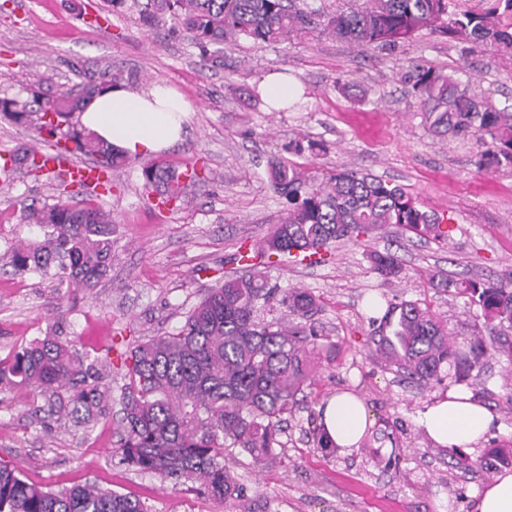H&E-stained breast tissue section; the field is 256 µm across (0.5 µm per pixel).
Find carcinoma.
Returning a JSON list of instances; mask_svg holds the SVG:
<instances>
[{
    "label": "carcinoma",
    "instance_id": "cac0c4a2",
    "mask_svg": "<svg viewBox=\"0 0 512 512\" xmlns=\"http://www.w3.org/2000/svg\"><path fill=\"white\" fill-rule=\"evenodd\" d=\"M113 11L138 9L142 24L185 34L200 55L223 63L227 42L280 44L319 29L357 46L387 47L430 27L477 48L512 54V0H484L478 7L459 0H337L331 12L308 0H104ZM405 78L412 84L424 129L439 138L470 135L479 148L477 168L512 167V104L496 107L473 91L470 82L432 66L416 64ZM117 83L105 71L73 88L36 96L31 101L0 99V115L35 128L43 142L74 146L104 172L124 162L122 154L78 127L76 114L101 91ZM36 148L11 153L12 170L0 167V179L23 169L46 175ZM267 178L288 198V212L274 229L246 250L238 251L242 272L224 273L190 310L183 326L166 336L133 344L115 343V355L78 358L71 340L35 339L0 361V386H25L43 397L33 407L42 426L63 418L88 426L105 419L121 404L120 451L127 464L177 482L190 481L222 500L238 497L239 484L224 463V452L241 448L255 467L265 468L281 447L283 416L292 413L316 371L313 317L316 298L302 288L269 285L267 269L296 251L315 262L328 261L340 240L373 238L387 226L422 238L443 239L448 231L437 214L420 209L399 186L355 170H338L322 181L300 167L275 159ZM205 178L196 163L180 171L162 160L142 168L144 188L168 208L181 201L188 185ZM55 202L22 205L18 222L33 225V239L9 243L0 266L16 273L55 278L61 284L92 288L112 264L115 225L102 202L63 199L72 182L52 175ZM385 281L397 278L401 265L390 251L369 255ZM428 283L454 290L480 311L490 330V345L480 343L472 357H462L448 334V320L413 301L391 303L371 320L374 352L385 365L411 379L440 382L443 368L472 369L494 347L512 361V275L496 282L450 280L440 274ZM281 296L294 321L258 319L260 307ZM124 371L119 397L113 396L106 367ZM486 465H512V440L498 445ZM0 512H148L138 499L95 484L55 490L28 482L0 464Z\"/></svg>",
    "mask_w": 512,
    "mask_h": 512
}]
</instances>
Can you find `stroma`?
I'll use <instances>...</instances> for the list:
<instances>
[{
	"mask_svg": "<svg viewBox=\"0 0 512 512\" xmlns=\"http://www.w3.org/2000/svg\"><path fill=\"white\" fill-rule=\"evenodd\" d=\"M419 59L457 72L495 106L512 103L511 55L474 51L430 29L385 49L317 32L277 45L228 43L223 65L212 66L186 36L149 30L134 9L114 13L103 0H0V97L70 88L107 70L137 90L165 82L193 112L187 136L164 160L181 168L200 158L211 171L172 211L156 207L144 189L145 158H126L104 199L116 226L112 266L94 288L0 270V358L57 329L78 353L98 356L123 333L177 332L206 288L233 268L239 246L284 217L288 204L265 173L272 157L319 176L340 168L376 176L450 227L448 239L427 241L393 228L336 245L329 262L287 261L269 272L270 283L317 297L322 353L303 403L283 425L275 462L257 470L247 453L228 449L240 497L222 502L123 462L119 415L87 433L69 423L43 428L30 413L38 395L24 387L0 391V463L54 489L93 482L140 499L150 512H469L474 491L492 478L485 468L492 441L512 431V369L497 355L431 388L405 380L372 358L363 308L374 296L384 305L418 302L447 317L455 348L466 354L487 338L484 320L464 298L430 287L429 274L512 273V168L477 170L474 139L425 133L404 79ZM270 75L288 79L296 107L276 112L255 99ZM301 139L321 143L323 152H289ZM53 194L51 180L23 170L0 183V244L31 235L15 200ZM386 249L402 266L388 283L367 258ZM455 387L484 400L502 425L473 451L435 446L417 424L427 404ZM339 391L359 395L375 414L371 436L348 452L317 448L308 433L318 406Z\"/></svg>",
	"mask_w": 512,
	"mask_h": 512,
	"instance_id": "obj_1",
	"label": "stroma"
}]
</instances>
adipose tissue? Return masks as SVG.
I'll list each match as a JSON object with an SVG mask.
<instances>
[{
  "label": "adipose tissue",
  "mask_w": 512,
  "mask_h": 512,
  "mask_svg": "<svg viewBox=\"0 0 512 512\" xmlns=\"http://www.w3.org/2000/svg\"><path fill=\"white\" fill-rule=\"evenodd\" d=\"M191 112L173 88L158 82L141 92L106 90L85 106L79 122L125 155L150 157L182 140ZM373 422L360 396L348 391L331 395L319 408L321 428L341 448L356 446ZM418 424L434 445L471 450L498 422L472 392L456 389L421 411ZM471 512H512V471L500 472L477 490Z\"/></svg>",
  "instance_id": "adipose-tissue-1"
}]
</instances>
